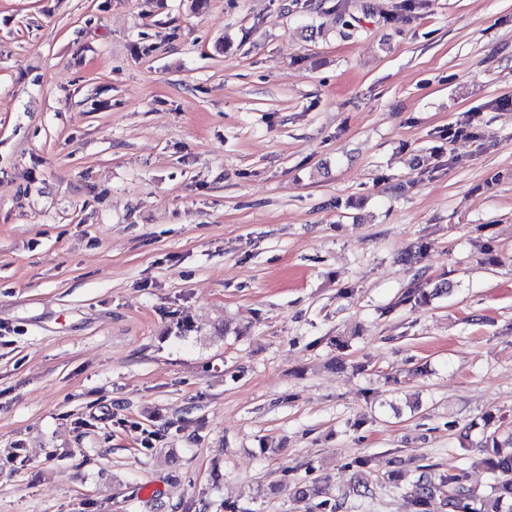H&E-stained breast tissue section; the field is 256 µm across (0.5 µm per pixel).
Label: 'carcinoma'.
Masks as SVG:
<instances>
[{
  "label": "carcinoma",
  "instance_id": "cac0c4a2",
  "mask_svg": "<svg viewBox=\"0 0 512 512\" xmlns=\"http://www.w3.org/2000/svg\"><path fill=\"white\" fill-rule=\"evenodd\" d=\"M484 463L493 476L490 491L477 496L462 470L426 475L408 496L410 512H430L432 499L443 497L448 512H512V431L494 428L480 442Z\"/></svg>",
  "mask_w": 512,
  "mask_h": 512
}]
</instances>
